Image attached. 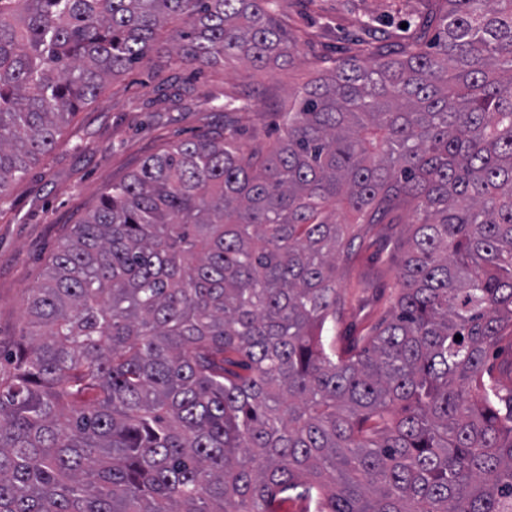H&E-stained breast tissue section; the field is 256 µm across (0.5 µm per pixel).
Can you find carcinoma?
<instances>
[{
  "instance_id": "1",
  "label": "carcinoma",
  "mask_w": 512,
  "mask_h": 512,
  "mask_svg": "<svg viewBox=\"0 0 512 512\" xmlns=\"http://www.w3.org/2000/svg\"><path fill=\"white\" fill-rule=\"evenodd\" d=\"M367 45L275 147L151 154L58 246L0 348V512H512V0ZM293 48L273 0H0V197L153 52ZM405 203L394 311L339 348L337 260Z\"/></svg>"
}]
</instances>
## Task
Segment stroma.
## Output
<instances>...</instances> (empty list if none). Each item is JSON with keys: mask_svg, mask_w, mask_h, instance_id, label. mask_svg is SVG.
Returning <instances> with one entry per match:
<instances>
[{"mask_svg": "<svg viewBox=\"0 0 512 512\" xmlns=\"http://www.w3.org/2000/svg\"><path fill=\"white\" fill-rule=\"evenodd\" d=\"M296 40L292 59L256 69L239 59L194 69L170 67L161 54L110 79L99 97L62 128L53 149L15 180L0 199V346L24 326L31 288L57 246L93 210L106 188L124 181L141 161L180 140L232 125L242 144H273L293 95L333 61L364 55V26L380 42L424 11V0H276ZM246 110L224 115L228 102ZM399 229L378 225L370 250L341 264L336 286L346 305L340 330L361 334L393 312L402 262Z\"/></svg>", "mask_w": 512, "mask_h": 512, "instance_id": "35a3bbf8", "label": "stroma"}]
</instances>
